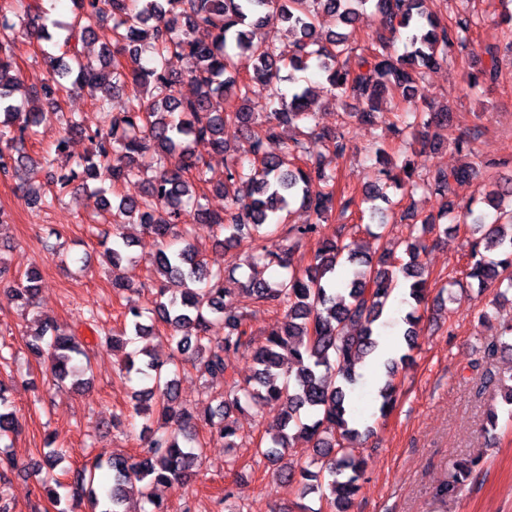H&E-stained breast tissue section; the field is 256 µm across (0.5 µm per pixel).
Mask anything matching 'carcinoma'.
Wrapping results in <instances>:
<instances>
[{
	"instance_id": "1",
	"label": "carcinoma",
	"mask_w": 512,
	"mask_h": 512,
	"mask_svg": "<svg viewBox=\"0 0 512 512\" xmlns=\"http://www.w3.org/2000/svg\"><path fill=\"white\" fill-rule=\"evenodd\" d=\"M74 16L61 29L66 42H84L95 28L112 17L114 42L103 47L98 63L71 50L70 61L57 60L53 76L40 87L21 89L12 44L17 28L39 42L53 39L40 24L41 15L27 0H0V177L19 182L29 205L49 208L76 178L82 189L96 198L101 210L112 207L109 196H119L117 209L130 221L155 235L158 249L151 260L153 271L177 284V289H160L151 306L129 303L126 318L130 336L112 337V349H122L134 338L153 336L164 330L173 348L165 359L146 349L124 353L121 372L135 377L143 386L135 391L133 413H155L164 426L151 434L148 451L142 456L116 454L103 461L95 459L76 471L69 483L54 477L42 479L48 499L58 504L71 502L72 512L89 499L90 512H130L128 500L149 505L143 512H164L155 494L159 486L185 484L199 467L204 442L197 434L203 425L213 436L224 439L225 447L239 446V428L234 412L260 411L268 405L281 407L279 431L257 455L278 465L293 442L304 438L313 443L315 457L304 469L307 481L299 495L314 489L312 481L328 477V500L337 512H346L358 491L364 460L352 442L359 437L354 428L356 409L349 391L361 374L357 366L379 347L381 319L385 306L399 286L407 288L414 305L404 318L403 333L408 350L416 346L420 306L428 290V276L420 259L421 246L406 244L408 261L386 266V258L372 263L336 238L321 234L320 223L335 213L345 214L353 198L337 189L333 160L344 155V130L323 131L309 141L292 140L281 154L269 153L265 144L284 140V128L313 119L310 92H295L287 99L278 96L277 107L269 110L252 103L255 84H269L284 69L303 72L315 63L330 86L342 97L358 101L361 110L354 116L372 122L383 96L402 102L414 100L425 71L453 62L457 56L474 53L468 34L475 24L468 12L458 14L454 23L444 25L423 10L425 0H72ZM372 4L383 16L387 30L402 31L410 50L395 54L390 38L380 35L360 44L352 37L359 9ZM326 14L337 22L339 31L320 30L319 17ZM19 23H14L10 16ZM294 34L291 54L277 44L282 29ZM250 53L252 73L237 76L233 56L227 46ZM153 56L142 63V47ZM488 61L468 74L495 82L499 67L497 49L485 47ZM354 56L355 67H346L341 57ZM186 61L184 76L168 67V59ZM194 87L190 97L177 95L182 79ZM131 88L126 111L108 112L111 94ZM86 93L104 124L94 130L82 128L75 114L61 113L65 136L54 151L63 154L68 135L80 133L90 144L74 169L46 182L37 180L38 162L27 152V143L38 136L42 113L34 111L41 101L57 104L65 95ZM449 113L426 114L410 110L402 113L403 127L421 147L435 146L428 138L431 125L448 123ZM234 124L246 132L254 162L246 165L236 158L225 162L224 179L208 177V165L195 155L192 144L206 140L224 152V126ZM386 183L365 190L366 199L391 204L386 189L393 185L412 193L421 190L444 202L439 216L428 214L411 225L410 233L448 234L463 223L476 238L466 255L463 276L481 289L506 285L497 290L504 297L512 290V207L502 210L504 200H512V179L484 184L483 203L494 210L467 208L464 218L454 215L449 200L453 185L470 179L479 164L467 163L453 170H439L423 178L411 161L399 172L387 167L386 152H378ZM99 182L90 187L88 181ZM224 195L227 208L216 214L206 207V193L196 186ZM316 218L314 224H283V213L294 204ZM193 209L197 221L216 227L214 243L228 249L248 246V265L277 267L283 274L273 280H249L247 291L256 303L282 312L276 329L268 333L266 344L251 352L255 371L240 380L229 361L230 353L249 350L244 317L233 303L226 277L236 268L213 270L202 251L190 240V225L181 223L182 214ZM282 230L288 239L318 237L314 262L300 271L291 266L288 252H270L264 238ZM105 255L112 266L137 263L130 255L131 243L120 225H114L112 239L105 241ZM39 273L30 269L6 288L11 300L32 310L39 288ZM37 328L27 342L37 359L47 362L56 383L70 382L75 389L88 384L91 346L75 332L49 319L33 317ZM224 324V335L210 331ZM487 355L512 351V322L486 346ZM411 355L390 358L384 363L385 381L378 387L379 411L393 407L399 366ZM201 375L224 380V390L210 392L214 406L200 414L179 401L178 375L185 365ZM512 422V376L503 384L501 405L490 408L486 425L494 430L500 417ZM18 419L9 410L0 387V440L16 432ZM478 460L459 464L455 480L439 493L453 495L471 477Z\"/></svg>"
}]
</instances>
